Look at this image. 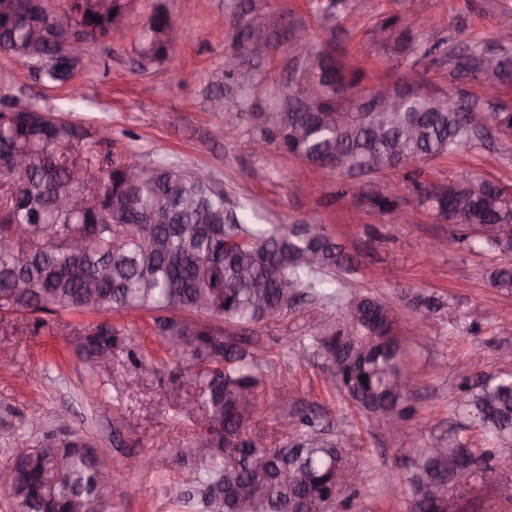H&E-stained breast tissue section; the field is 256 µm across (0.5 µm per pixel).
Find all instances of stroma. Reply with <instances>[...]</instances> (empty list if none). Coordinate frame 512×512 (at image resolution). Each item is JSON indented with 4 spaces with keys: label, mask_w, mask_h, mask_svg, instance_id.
<instances>
[{
    "label": "stroma",
    "mask_w": 512,
    "mask_h": 512,
    "mask_svg": "<svg viewBox=\"0 0 512 512\" xmlns=\"http://www.w3.org/2000/svg\"><path fill=\"white\" fill-rule=\"evenodd\" d=\"M336 31L327 33L310 0H263L284 10L304 27L315 47L335 52L363 72L370 88L390 86L417 71L426 89L437 94L481 96L480 82L458 78L430 41L443 36L497 49L499 29L512 25V0H430L425 12L410 0H337ZM233 0H132L133 15L164 9L174 22L188 21L181 41L159 63L141 65L134 45L137 27L113 32L93 43L68 85L40 84L29 61L0 52V88L31 101L87 130L112 129L113 160L138 155L146 163L176 162L202 170L236 205L255 208L268 224L300 219L325 224L349 261L336 275L342 294H371L389 302L418 383L415 419L400 433L364 414L337 389L323 359L288 353L289 337L341 327L338 305L299 301L279 321L225 328L243 348L259 347L265 360L258 375L266 382L262 398L275 408L259 417L252 433L270 447L286 444L291 424L304 409L321 415V429L349 468L368 472L347 512H405L388 495L402 479L407 456L435 447L442 436L460 434L474 447L487 442L475 428L463 427L451 397L462 382L512 372V293L493 288L489 274L512 263V252L469 247L453 238L447 224L428 213L418 223L363 207L347 186L353 175L311 170L297 176L303 162L271 141L255 152L256 134L241 94L224 84L222 64L232 49ZM396 18L411 31L415 51L398 53L376 42L371 31ZM251 65L257 75L251 92L255 108L277 104L272 86L288 84L291 53L286 41L264 49ZM224 85V109H209L216 83ZM253 107V108H254ZM430 181L443 183L476 172L512 185V138L492 135L479 148L424 166ZM442 249L429 253L430 241ZM442 297L449 315L425 319L413 309L412 294ZM123 326L107 363L87 359L81 346L89 327ZM149 313H0V468L47 440L81 439L90 444L112 481L108 512H206L194 492L197 464L187 448L203 433L206 420L197 403L199 384L184 360L158 349ZM144 356L133 369L129 352ZM95 390L88 404L84 394ZM151 461L148 470L125 469L127 456ZM489 483L471 481L462 512H512V451L496 450ZM181 482L186 494L172 502L165 487Z\"/></svg>",
    "instance_id": "stroma-1"
}]
</instances>
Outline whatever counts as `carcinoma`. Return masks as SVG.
Instances as JSON below:
<instances>
[{
  "mask_svg": "<svg viewBox=\"0 0 512 512\" xmlns=\"http://www.w3.org/2000/svg\"><path fill=\"white\" fill-rule=\"evenodd\" d=\"M12 2L18 9L0 10V51L29 61L45 57L51 64L37 69L38 80L47 87L68 84L81 61H55L59 46L47 37L33 43L38 25L27 21L29 0ZM129 6L130 0H68L64 11L75 34L93 43L128 24ZM271 15V10L260 12L258 0H237L235 51L252 56L269 46L273 31L266 23ZM173 27L162 9L147 16L135 46L137 56L147 63L165 59ZM486 54L476 46H458L448 51V63L456 76L478 79L486 90L512 88V54L503 46L493 52L491 62ZM311 55L318 63L301 64L298 82L315 91L313 109L293 105L278 113L275 126L257 120V140L277 137L283 148L315 168L329 164L340 172L354 166L372 172L402 170L418 192L417 207L440 218L438 204L429 201L435 183L424 178L416 160L476 148L470 115L481 105L449 100L436 110L414 100L387 126L354 119L362 72L346 67L332 50ZM336 115L344 121H333ZM111 142L0 91V168L9 169L17 157L26 163L20 179L0 173V311L177 310L193 316L166 322L157 317L155 329L164 338L183 341L186 348L171 344L168 350L184 358L200 382L209 426L193 453L195 481L207 512H283L288 501L303 495L315 499L316 512H334L337 504H346L342 495L350 473L341 454L318 437L316 413L298 416V438L289 446L266 448L253 440L244 448L212 447L215 436L243 433L263 403L258 359L236 344L214 356L212 336L224 330L208 319L230 326L270 321L303 296L336 301L344 311L355 309L356 318H345L344 330L308 336L299 349L324 358L335 353L333 377L350 400L379 417L409 422L416 409L395 375L410 367L394 333L392 306L369 294L343 299L330 270L343 264L344 255L325 225L254 224V215L244 206L227 224L224 195L214 193L202 174L160 162L151 165L148 181L134 183L124 163L102 154L101 146ZM79 170L98 171L102 178L76 183L73 176ZM445 186L454 238L512 251V237L475 233L480 227L512 225V187L489 183L478 173L461 174ZM62 195L71 198L70 205L58 204ZM146 235L153 240L150 248L142 246ZM73 238L87 245L79 252H64L62 247ZM490 280L499 291L512 292V265L494 269ZM456 413L489 444L511 448L512 375L486 376L477 385L462 386ZM202 446L206 451L200 453ZM443 446L450 457L470 456L473 467L458 480L440 481L430 449H416L405 464L403 487L397 489L407 512H434L431 490L436 487L446 498L456 494L460 482L490 479L492 452L472 448L459 436L444 440ZM12 468L17 477L4 489L14 506L24 502L30 512H69L73 500H95L111 484L101 460L75 448H47Z\"/></svg>",
  "mask_w": 512,
  "mask_h": 512,
  "instance_id": "carcinoma-1",
  "label": "carcinoma"
}]
</instances>
